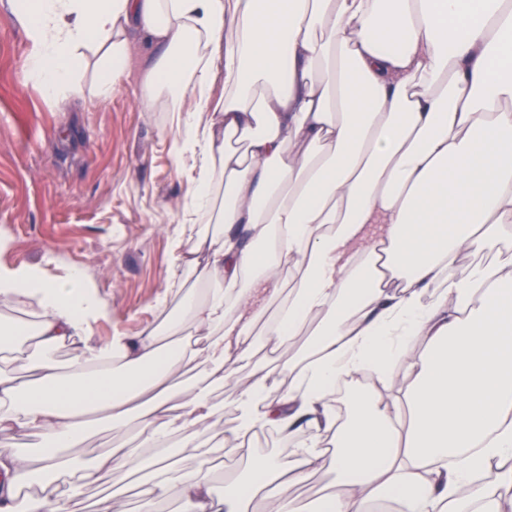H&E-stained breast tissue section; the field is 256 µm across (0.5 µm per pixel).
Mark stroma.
Returning <instances> with one entry per match:
<instances>
[{"label": "stroma", "mask_w": 512, "mask_h": 512, "mask_svg": "<svg viewBox=\"0 0 512 512\" xmlns=\"http://www.w3.org/2000/svg\"><path fill=\"white\" fill-rule=\"evenodd\" d=\"M28 51L0 0V266L36 268L48 278L87 269L112 306L111 320L93 324L94 340L136 335L165 318L152 304L174 257L169 230L192 219L190 166L171 153L177 99L162 93L155 111H144L140 77L151 51L143 43L115 93L100 94L91 53L81 95L60 102L27 79ZM289 445L264 430L249 450L229 447L224 457L244 477L250 455L283 462Z\"/></svg>", "instance_id": "35a3bbf8"}]
</instances>
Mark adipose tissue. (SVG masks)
Instances as JSON below:
<instances>
[{"instance_id": "ef3b65f1", "label": "adipose tissue", "mask_w": 512, "mask_h": 512, "mask_svg": "<svg viewBox=\"0 0 512 512\" xmlns=\"http://www.w3.org/2000/svg\"><path fill=\"white\" fill-rule=\"evenodd\" d=\"M9 4L50 100L80 94L85 48L106 95L151 45L143 98L188 91L173 149L208 226L177 237L155 300L178 316L134 339L92 341L112 310L83 270L0 268V306L21 313L0 316V512H57L112 473L140 475L144 512L174 492L182 512H300L283 488L323 464L320 512H512V264L460 268L512 244V0ZM390 359L401 400L379 393ZM243 371L228 427L214 394ZM98 422L132 444L76 460ZM264 429L301 431L289 464L251 457V480L214 495L224 447Z\"/></svg>"}]
</instances>
